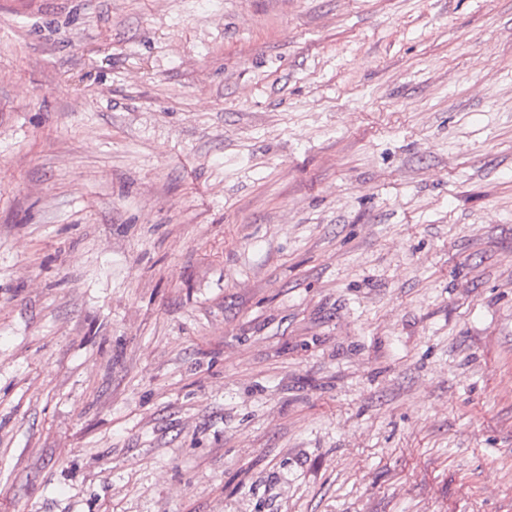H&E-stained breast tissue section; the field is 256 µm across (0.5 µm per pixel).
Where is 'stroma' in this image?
Segmentation results:
<instances>
[{
	"label": "stroma",
	"instance_id": "obj_1",
	"mask_svg": "<svg viewBox=\"0 0 512 512\" xmlns=\"http://www.w3.org/2000/svg\"><path fill=\"white\" fill-rule=\"evenodd\" d=\"M0 512H512V0H0Z\"/></svg>",
	"mask_w": 512,
	"mask_h": 512
}]
</instances>
